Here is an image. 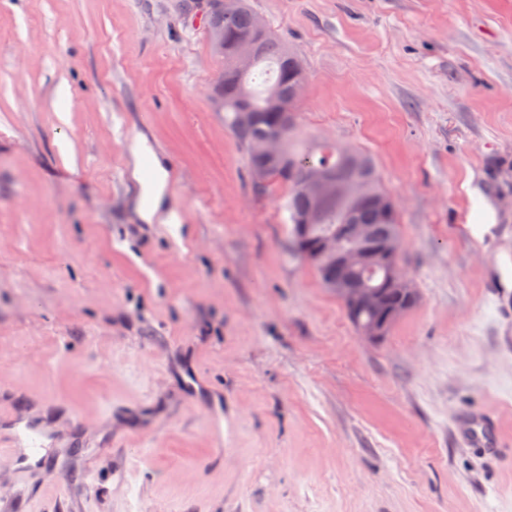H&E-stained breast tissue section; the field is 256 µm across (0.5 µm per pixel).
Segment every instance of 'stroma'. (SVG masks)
Returning <instances> with one entry per match:
<instances>
[{"mask_svg": "<svg viewBox=\"0 0 512 512\" xmlns=\"http://www.w3.org/2000/svg\"><path fill=\"white\" fill-rule=\"evenodd\" d=\"M249 2L418 302L368 341L296 254L185 0H0V512H512V0ZM141 183L143 184L144 195L150 200V206L142 212V217L148 223H153V221L167 223V218L162 210L167 185V172L158 163L155 166L153 179L148 183Z\"/></svg>", "mask_w": 512, "mask_h": 512, "instance_id": "35a3bbf8", "label": "stroma"}]
</instances>
